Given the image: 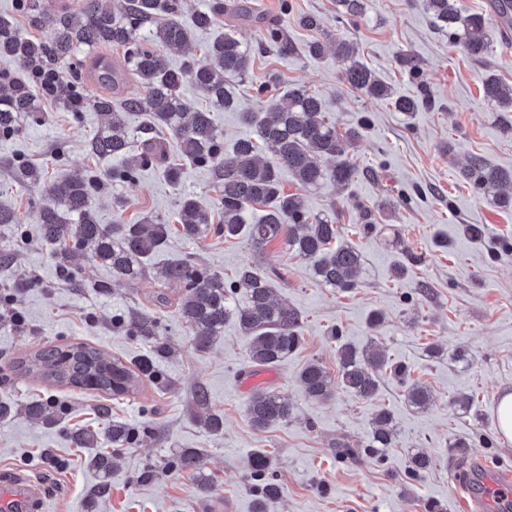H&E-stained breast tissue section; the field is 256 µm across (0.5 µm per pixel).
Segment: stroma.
<instances>
[{"label":"stroma","mask_w":512,"mask_h":512,"mask_svg":"<svg viewBox=\"0 0 512 512\" xmlns=\"http://www.w3.org/2000/svg\"><path fill=\"white\" fill-rule=\"evenodd\" d=\"M248 3L278 26L294 52L282 54L262 41L258 23L218 17L217 27L254 51L250 78L235 84L240 110L264 106L255 94L261 82H268L272 95L304 86L323 96L337 129L362 126L349 151L359 167L353 182L300 189L291 177L283 179L286 191H301L310 211L335 215L343 241L362 256L357 288L343 293L324 285L282 241L256 252L245 239L228 242L214 232L196 242L171 232L136 282L113 281L109 268L79 255L71 260L69 276H61L52 248L35 232L41 191L19 187L10 162L39 165L52 179L97 175L95 197L107 224L116 211L128 224L151 214L171 223L182 193L211 203L220 187L208 168L187 162L176 188L156 166L133 182L113 185L115 160H97L85 150L97 129L93 111L75 113L63 99L37 96L38 111L21 115L12 135L0 138V199L11 203L17 217L16 223L0 224V250L17 255L0 271V402L16 410L0 421V467L42 484L44 512H252L249 457L260 448L270 453L269 476L282 489L278 512H466L458 485L460 461L512 472V444L502 442L494 420L500 394L512 391V207L499 202L500 195L512 196V186L483 192L462 175L475 154L512 169V111L488 103L480 93L490 74L512 86V35L498 37L501 24L489 0H461L466 12L485 14L495 32L489 53L478 61L449 45L447 32L436 28L422 0H363L362 15L352 21L340 19L336 0ZM308 14L322 19L323 30L302 26ZM329 36L352 43L393 95L414 97L425 89L433 108L407 115L352 89L333 49L317 60L307 54L311 42ZM406 57L417 64V75L402 66ZM239 112L219 115L225 148L253 132ZM365 209L374 231H367L360 218ZM470 224L485 227L482 242L467 236ZM412 255L419 264L394 277L395 266ZM185 257L227 276L246 261L261 266L273 278L276 295L300 315L301 347L271 368L267 380L294 404L290 424L259 431L249 423V392L240 386L248 341L234 323L201 352L173 308L155 306L163 266ZM137 308L151 310L160 335L176 347L173 356L159 362L163 387L147 383L140 393L114 399L21 371L22 361L48 345L83 342L109 358L147 354L148 340L116 324ZM375 313L382 323H372ZM343 344L386 346L394 360L408 365L412 381L431 389L434 404L410 406L405 384L389 376L370 401L341 388L325 402L304 399L301 370L317 360L336 371ZM433 346L438 355H430ZM200 386L208 392L209 411L224 420L221 437L199 423L193 399ZM460 393L472 397L470 412L449 409V399ZM35 401L51 404L57 424L25 414ZM102 404L114 419L142 431L137 445L119 449L108 480L88 464L87 449L72 446L68 434L76 425L100 430ZM382 408L397 425L395 447L378 458L339 459L337 442L364 448ZM459 439L466 442L460 449ZM192 448L205 451L200 469L175 468L174 460ZM417 452L429 455L433 465L412 480L407 470ZM105 481L110 490L98 495ZM203 482L212 485L205 497L198 492Z\"/></svg>","instance_id":"1"}]
</instances>
